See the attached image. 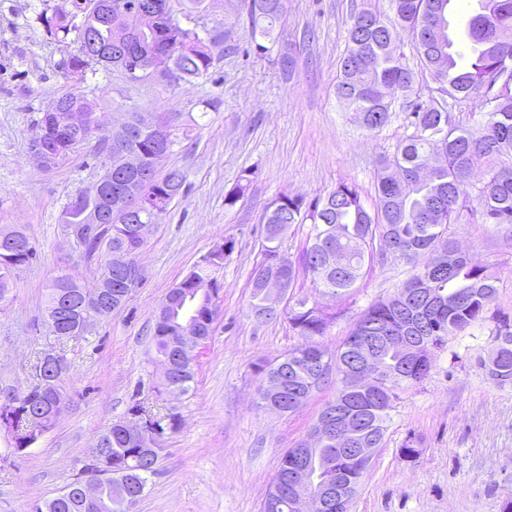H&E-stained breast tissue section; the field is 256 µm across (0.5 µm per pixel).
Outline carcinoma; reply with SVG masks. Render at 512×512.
<instances>
[{
	"label": "carcinoma",
	"instance_id": "1",
	"mask_svg": "<svg viewBox=\"0 0 512 512\" xmlns=\"http://www.w3.org/2000/svg\"><path fill=\"white\" fill-rule=\"evenodd\" d=\"M153 34L156 67L151 76L169 84L179 85L208 73L213 58L205 39L198 33L174 23L170 0H155ZM249 22V34L255 49L263 53L266 46L258 39L273 36L285 0H243ZM452 0H391L392 15L372 11L359 13L350 29L347 52L340 64L336 95L347 111L353 113L360 127L373 133L385 126L394 109L408 113L413 131L390 155L379 161L376 175V207L368 209L358 185L341 182L323 198L308 202L304 197L282 193L264 212L268 225L263 236V259L251 272L250 313L256 320H268L273 313L266 305L262 280L269 276L295 283L300 273L312 277L324 293L334 298L345 297L375 256L392 257L413 263L421 255H429L423 268L394 296L372 304L357 320L365 328L369 343L382 338L397 327L409 339L426 341L440 349L448 337L464 331L483 319L497 294L495 278L486 266L473 262L448 239V227L462 223L463 216L475 223L512 224V63H503L502 33L512 32V0H478L480 8L473 11L467 26V38L474 57L469 65L458 63L454 42L446 25L448 6ZM86 0H69V8L42 10L37 20L51 39L74 44L75 50L60 63L66 81L76 84L85 80L88 71L99 66L130 74L128 81L138 82L143 76L133 73L141 52L142 41L119 43L113 29L98 25L100 42L120 44V53L104 55L92 61L82 55L81 25L93 26L95 19L85 14ZM412 38V45L423 68L435 73L438 87L456 102L477 101L466 123L453 118L448 108L435 103L433 95L423 96L417 73L411 67L399 42L403 34ZM77 103L85 118L90 138L97 142V155L102 157L101 169L112 171V194L122 195L136 185L143 191L142 213L132 222L121 210L112 211V219L101 224V232L93 237L80 254L99 260L95 283L82 286L74 283L59 287L55 279L47 301H56L66 310L69 323L83 318L85 305L98 292L97 282L106 275L107 256L122 246H139L135 236L138 224H156L167 212L173 197L167 189L182 186L186 175L174 169L157 178L153 158L157 151L170 149L172 141L160 144L158 137L145 126L140 112L127 113L130 144L143 157L142 169L136 173L125 170L122 159L107 148L109 134L98 125L101 116L97 105L74 88L64 91L47 103L42 114L55 112L58 122H65L66 108ZM254 171L245 169L236 186L227 192L225 205L234 206L248 190ZM109 207L107 200L78 194L63 206L61 223L88 224L94 215ZM430 210L433 220H423L420 211ZM296 224L310 225L309 246L300 263L278 260L285 257L282 242L287 230ZM391 243L392 249L374 254L373 243ZM333 254L339 265L327 269L320 259ZM36 258V250L22 246H0V303L7 301L10 280L15 269ZM224 258L210 253L203 257L191 275L196 279L217 281ZM128 273L112 270L108 278L112 300L118 301ZM340 311L324 306H308L297 301L288 320L305 342L289 350L272 363L258 367L267 378L280 382L279 392L267 401L282 413L292 414L295 401L307 399L327 378L336 377L334 408L352 416L357 423L353 438L361 448L382 447L387 421L393 403L406 388L422 381L432 366L417 359L403 362L396 349L386 353L384 366L377 378L378 393L343 392L349 374L356 371L353 352L343 342L336 352L321 362L320 351L307 340L325 334ZM155 356L172 363L168 384L186 393L194 381L195 348L184 347L174 339V325L156 322L154 326ZM489 376L497 384L512 385V321L501 320L493 333L492 352L486 364ZM18 405L11 444L19 448L30 439L51 430L48 393L38 386L17 393ZM157 425L161 433L176 427L173 414L155 413L141 403L128 411ZM110 448L114 472L127 474L133 492L142 491L143 483L157 471L159 455L144 456L138 452L143 444L122 434H101ZM99 501L88 503L72 494L53 498L35 506L37 512H129L126 499L113 496V482L101 481ZM262 512H290L288 484L272 483L263 502Z\"/></svg>",
	"mask_w": 512,
	"mask_h": 512
}]
</instances>
